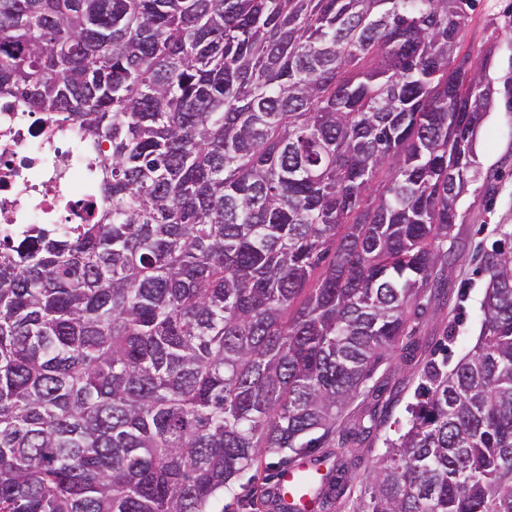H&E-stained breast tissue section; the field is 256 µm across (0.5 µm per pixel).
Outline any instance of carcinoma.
Returning a JSON list of instances; mask_svg holds the SVG:
<instances>
[{"mask_svg":"<svg viewBox=\"0 0 512 512\" xmlns=\"http://www.w3.org/2000/svg\"><path fill=\"white\" fill-rule=\"evenodd\" d=\"M475 0H0V93L107 146L0 244V512H213L331 440L480 176ZM511 243L351 512H512ZM255 472L254 470H250L246 474L239 477L236 482L234 493L224 492V496L221 495L218 497L214 509L215 511L221 512L224 507V512H270L264 511V509H260V511H252L248 506H244V500L246 494L253 483L248 482V479Z\"/></svg>","mask_w":512,"mask_h":512,"instance_id":"cac0c4a2","label":"carcinoma"}]
</instances>
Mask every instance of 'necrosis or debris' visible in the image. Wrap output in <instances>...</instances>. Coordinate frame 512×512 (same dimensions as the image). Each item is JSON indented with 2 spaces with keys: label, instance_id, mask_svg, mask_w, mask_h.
<instances>
[{
  "label": "necrosis or debris",
  "instance_id": "obj_1",
  "mask_svg": "<svg viewBox=\"0 0 512 512\" xmlns=\"http://www.w3.org/2000/svg\"><path fill=\"white\" fill-rule=\"evenodd\" d=\"M98 196L85 138L64 116L47 118L0 95V239L35 224H84Z\"/></svg>",
  "mask_w": 512,
  "mask_h": 512
}]
</instances>
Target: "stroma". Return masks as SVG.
Returning <instances> with one entry per match:
<instances>
[{
  "mask_svg": "<svg viewBox=\"0 0 512 512\" xmlns=\"http://www.w3.org/2000/svg\"><path fill=\"white\" fill-rule=\"evenodd\" d=\"M494 41L488 75L496 95L477 137L481 178L459 201L461 220L447 244L450 277L431 283L405 348L382 364L367 381L361 395L345 413L344 423L357 427L368 409L376 423L359 435L347 457L331 448H314L296 456L321 471L337 468L342 493L358 492L365 472L386 449L408 418L407 406L426 362L456 361L467 351L481 327L480 302L487 275L482 263L498 239L500 225L512 226V0H476L463 31L462 49L479 57L487 41Z\"/></svg>",
  "mask_w": 512,
  "mask_h": 512,
  "instance_id": "obj_1",
  "label": "stroma"
}]
</instances>
